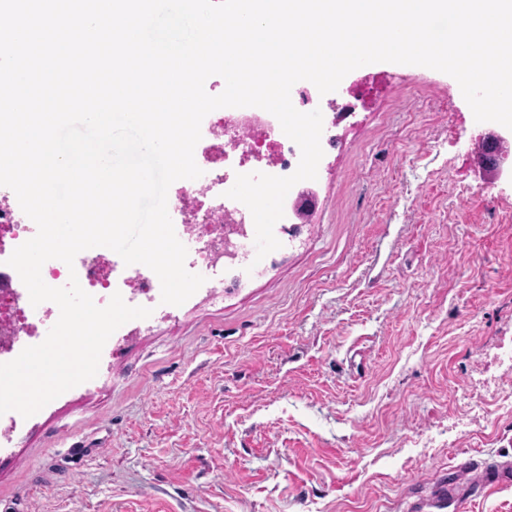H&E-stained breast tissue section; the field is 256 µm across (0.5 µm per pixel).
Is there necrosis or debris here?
<instances>
[{"label": "necrosis or debris", "mask_w": 512, "mask_h": 512, "mask_svg": "<svg viewBox=\"0 0 512 512\" xmlns=\"http://www.w3.org/2000/svg\"><path fill=\"white\" fill-rule=\"evenodd\" d=\"M279 127L274 115L258 107H226L208 115L205 142L194 150L203 174L179 187L173 216L175 233L188 250L185 266L204 276V290L238 284L243 260L256 256L252 215L244 204L226 196L237 174L262 170L288 176L299 164V147L290 138H276ZM14 198L11 192L0 194V363L41 343L59 318L54 303L31 305L24 284L7 263L14 249L37 232ZM73 275L101 307L116 293L135 306L154 301L161 291L152 270L125 265L106 247L78 253L70 266L52 259L42 267V278L52 287L67 286Z\"/></svg>", "instance_id": "obj_1"}]
</instances>
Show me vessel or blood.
I'll list each match as a JSON object with an SVG mask.
<instances>
[{"label": "vessel or blood", "instance_id": "vessel-or-blood-1", "mask_svg": "<svg viewBox=\"0 0 512 512\" xmlns=\"http://www.w3.org/2000/svg\"><path fill=\"white\" fill-rule=\"evenodd\" d=\"M512 485V465H490L474 459L451 465L431 493L434 502L453 504L456 512H462L474 487L485 489Z\"/></svg>", "mask_w": 512, "mask_h": 512}]
</instances>
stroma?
I'll return each instance as SVG.
<instances>
[{"instance_id": "stroma-1", "label": "stroma", "mask_w": 512, "mask_h": 512, "mask_svg": "<svg viewBox=\"0 0 512 512\" xmlns=\"http://www.w3.org/2000/svg\"><path fill=\"white\" fill-rule=\"evenodd\" d=\"M338 94L297 246L121 341L92 391L0 453V512H408L441 470L512 462V424L448 445L512 336V185L453 77L374 63Z\"/></svg>"}]
</instances>
